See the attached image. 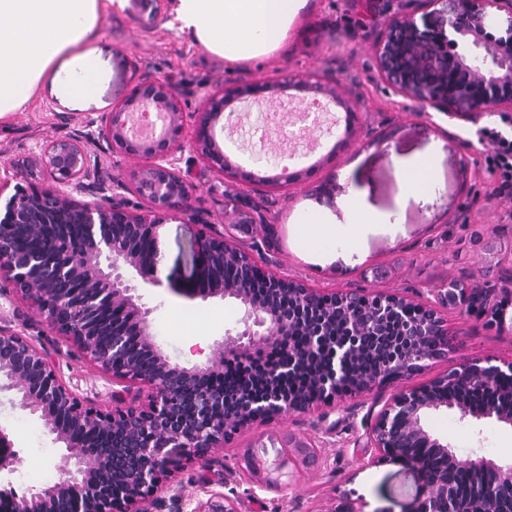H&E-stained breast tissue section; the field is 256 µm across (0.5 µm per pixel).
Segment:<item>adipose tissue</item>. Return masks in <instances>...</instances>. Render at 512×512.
Instances as JSON below:
<instances>
[{
    "label": "adipose tissue",
    "mask_w": 512,
    "mask_h": 512,
    "mask_svg": "<svg viewBox=\"0 0 512 512\" xmlns=\"http://www.w3.org/2000/svg\"><path fill=\"white\" fill-rule=\"evenodd\" d=\"M128 0H0V121L24 111L45 78L65 97L92 98L98 89V59L87 48L106 13L125 9ZM307 0H174L180 30L210 54L231 64L277 53L287 43ZM437 154L400 162L401 187L395 211L369 207L364 193L349 188L344 224L329 223L323 212L308 211L298 233L304 250L357 255L370 233L401 223L409 204L429 203L438 188Z\"/></svg>",
    "instance_id": "adipose-tissue-1"
}]
</instances>
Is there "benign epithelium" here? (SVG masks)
Returning a JSON list of instances; mask_svg holds the SVG:
<instances>
[{
    "mask_svg": "<svg viewBox=\"0 0 512 512\" xmlns=\"http://www.w3.org/2000/svg\"><path fill=\"white\" fill-rule=\"evenodd\" d=\"M509 15L506 28L496 13ZM463 47L464 52L457 51ZM381 77L397 94L419 111L435 109L451 119L477 123L487 113H512V0H450L448 30L432 36L419 29L415 13L392 20L376 43ZM288 91L298 100L318 99L328 108L345 112V127L337 137L338 149L357 133L360 98L355 89L326 73L277 76L210 93L202 111L185 112L166 80L150 75L134 78L124 101L112 108L101 135L112 154L138 161L130 179L110 176L105 168H90L79 140H59L33 153L20 164L0 166V195L11 186L14 171L26 173V185H15L0 218V296L13 290L30 302L47 326L78 346L115 383L125 384L112 392V405L98 408L82 399L57 374L50 353L26 336L0 327V393L14 394L13 404L38 416L53 441L66 453L56 464L59 480L39 490L18 493L11 482L0 479V509L4 512H183L180 490L168 487V495L154 496L158 484L180 472L185 464L213 448L224 447L232 433L270 420L284 411L304 413L327 401L353 397L377 387L407 380L427 362L453 353L449 331L439 309L456 307L504 328L512 306L511 288L429 289L432 299L416 301L396 294L365 295L342 292L319 295L303 282L280 276L270 262L256 259L239 242L237 233H263L268 239L274 225L242 220L243 211L224 221L219 231L202 223L190 199L194 185L184 174L186 146L194 158L222 176L224 186L259 185L269 181L292 184L307 176L288 164L294 154L279 156L274 178L246 172L232 160L231 150L214 136L217 124L233 125L239 114L229 106L284 102ZM162 114L159 133L148 138L129 134L130 115ZM134 193L146 203L132 211L125 194ZM89 195L94 202H81ZM188 220L199 225L183 250L188 272L168 276L171 285L189 297L234 298L245 307L235 333L213 345L202 366H180L164 352L152 332V309L138 293L136 278L154 285L158 278V228L169 221ZM57 224V274L47 276L14 244L17 229L24 225ZM80 224L83 235L67 236V225ZM121 224L116 236L112 225ZM241 258L237 283L224 285V257ZM276 292L289 288L293 302L280 310L260 299L258 288ZM398 322V335L382 350L379 365L358 381L349 377L354 354L377 336L387 322ZM308 329L313 352L331 350V363L314 395L291 401L276 394L255 395L251 389L232 398L214 395L210 382L224 368L228 354L253 352L271 345L279 336ZM512 375V361L494 364L472 359L451 368L428 384L404 387L371 414L366 428V447L373 450L370 464L406 459L420 473L427 495L416 512H456V489L448 477L432 476L421 461L406 450L421 442L444 455L448 467L459 459L448 445L427 430V417L437 411L456 410L461 417L512 425V411L499 399L512 398V389L495 388L496 378ZM474 387L493 391L482 407H463L441 392ZM136 423L148 442L132 450L134 469H117L112 461L84 447L76 430H90L99 440ZM0 475L12 472L15 457L9 434L0 428ZM285 451L276 462L250 452L240 468L251 481L282 485V477L322 462L318 449L291 436L281 440ZM466 465L485 474L494 484L512 485V462L468 459ZM199 512H237L235 500L213 493Z\"/></svg>",
    "mask_w": 512,
    "mask_h": 512,
    "instance_id": "1",
    "label": "benign epithelium"
}]
</instances>
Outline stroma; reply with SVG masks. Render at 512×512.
Returning <instances> with one entry per match:
<instances>
[{"label":"stroma","instance_id":"1","mask_svg":"<svg viewBox=\"0 0 512 512\" xmlns=\"http://www.w3.org/2000/svg\"><path fill=\"white\" fill-rule=\"evenodd\" d=\"M172 0H129L125 9L106 14L91 45L101 60L97 94L90 101L61 102L52 84L25 111L0 124V164L17 163L39 145L82 138L88 120L105 128L113 106L128 92L133 72H146L170 81L185 111H199L206 94L288 73L319 71L356 85L363 99L358 135L342 150L333 139L320 137V146L307 151L294 144L297 168H311L301 183L271 187L263 201L267 223L276 235L264 248L276 260V272L304 280L317 293L356 291L398 293L426 301L428 288L446 281L467 288H511L512 194L499 190L487 173L490 152L478 140L481 128L512 134V117L491 114L479 124L448 119L435 110L417 111L382 82L377 73L375 44L392 16L405 13L406 0H308L287 44L274 56L241 65H228L200 46L189 34L170 27ZM240 126H219L218 142L234 146V161L247 171L272 176L277 172L275 150L281 136L268 137L270 149L256 165L251 143L239 137ZM439 151L437 197L426 205L410 206L392 233L369 236L362 244L364 261L343 252L314 256L296 241V226L317 201L313 191L330 177L350 172L351 182L366 193L379 211L392 210L399 195L396 160ZM190 204L208 223L224 222L227 200L220 176L203 164L192 170ZM192 224L168 222L160 230L161 274L182 265V249L195 233ZM383 266L385 278L367 273ZM153 307L152 329L165 352L182 366L196 365L186 344L194 338L207 344L235 330L244 309L233 299L202 300L173 292L168 285H141ZM454 353L452 360L430 362L414 375V386L445 373L451 362L471 358L512 360V332L489 327L457 309L444 310ZM0 326L28 336L54 358L62 379L93 405L110 402L112 378L92 364L66 338L54 334L36 309L20 297L0 298ZM392 388L374 390L318 406L304 414L283 413L263 425L235 434L229 444L195 459L174 478L182 491L185 512H195L209 493L227 494L238 512H329L340 498L362 505L364 512H415L426 495L418 471L406 462L368 465L364 452L370 410L382 407ZM0 394V426L14 443L18 459L10 476L17 491L41 488L35 472L54 474L61 450L43 421ZM430 433L464 459L512 461V427L461 418L442 410L426 420ZM287 434L311 443L325 465L304 469L290 485L261 488L246 481L238 461L251 451L275 458L274 437Z\"/></svg>","mask_w":512,"mask_h":512}]
</instances>
